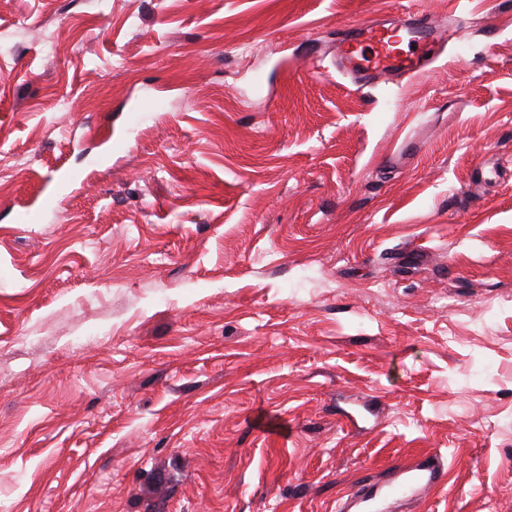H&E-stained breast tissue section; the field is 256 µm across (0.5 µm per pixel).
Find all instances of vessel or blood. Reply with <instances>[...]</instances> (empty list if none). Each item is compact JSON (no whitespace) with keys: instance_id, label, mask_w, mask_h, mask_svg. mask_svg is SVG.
Here are the masks:
<instances>
[{"instance_id":"b4317fda","label":"vessel or blood","mask_w":512,"mask_h":512,"mask_svg":"<svg viewBox=\"0 0 512 512\" xmlns=\"http://www.w3.org/2000/svg\"><path fill=\"white\" fill-rule=\"evenodd\" d=\"M446 31L435 19L419 15L403 24H360L336 33V65L340 71L362 82L389 80L417 68L422 54L444 41ZM446 478L440 456L427 455L412 468L402 470L397 483L377 490L361 487L358 502L382 499L388 512L412 497L421 486L441 485Z\"/></svg>"}]
</instances>
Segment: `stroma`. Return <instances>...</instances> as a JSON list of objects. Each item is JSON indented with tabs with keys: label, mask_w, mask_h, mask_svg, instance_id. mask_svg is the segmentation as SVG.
Instances as JSON below:
<instances>
[{
	"label": "stroma",
	"mask_w": 512,
	"mask_h": 512,
	"mask_svg": "<svg viewBox=\"0 0 512 512\" xmlns=\"http://www.w3.org/2000/svg\"><path fill=\"white\" fill-rule=\"evenodd\" d=\"M417 12L443 61L337 73ZM423 454L406 512H512V0H0V512H336ZM404 34L409 37L408 51L401 46ZM445 34L446 30L428 15L408 18L401 25L363 23L337 31L336 65L362 82L391 80L399 73L414 72L420 60L445 40Z\"/></svg>",
	"instance_id": "stroma-1"
}]
</instances>
